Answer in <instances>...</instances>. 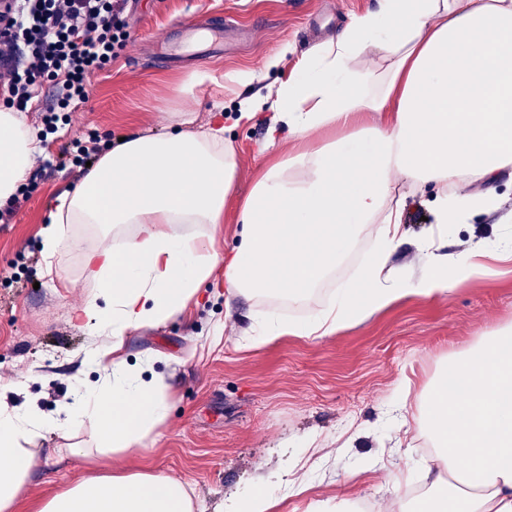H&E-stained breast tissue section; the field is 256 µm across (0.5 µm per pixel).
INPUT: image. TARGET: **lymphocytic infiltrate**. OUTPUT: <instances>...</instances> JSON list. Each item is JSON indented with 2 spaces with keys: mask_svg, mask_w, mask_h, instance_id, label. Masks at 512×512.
<instances>
[{
  "mask_svg": "<svg viewBox=\"0 0 512 512\" xmlns=\"http://www.w3.org/2000/svg\"><path fill=\"white\" fill-rule=\"evenodd\" d=\"M129 0H0V85L25 108L37 79L52 81L47 129L67 122L130 38Z\"/></svg>",
  "mask_w": 512,
  "mask_h": 512,
  "instance_id": "lymphocytic-infiltrate-1",
  "label": "lymphocytic infiltrate"
}]
</instances>
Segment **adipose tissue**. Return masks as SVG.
Wrapping results in <instances>:
<instances>
[{
  "label": "adipose tissue",
  "instance_id": "1",
  "mask_svg": "<svg viewBox=\"0 0 512 512\" xmlns=\"http://www.w3.org/2000/svg\"><path fill=\"white\" fill-rule=\"evenodd\" d=\"M374 68L356 72L355 57ZM269 161L243 198L238 241L216 248L224 205L236 178L223 124L196 125L182 110L177 130L126 138L102 154L82 181L61 191L42 221L41 249L53 259L72 239L70 224H95L112 241L85 251L95 293L79 309L98 342L84 357L94 385L76 386L64 409L9 404L16 384L0 383V512L16 505L37 477V462L130 453L169 414V386L122 355L128 332L181 315L224 269L231 295L305 297L321 286L375 227L376 245L357 281L345 283L305 319L275 311L241 339L251 349L284 335L319 339L362 323L409 297H446L489 274L482 255L448 248V227L466 212L495 205L493 192L452 197L455 182L494 184L512 168V0H377L334 41L302 58L294 75L266 97L242 103L239 118L262 109ZM330 138L321 144V133ZM289 151H282V139ZM40 146L20 112L0 107V207L17 193ZM433 189L436 234L415 242V271L390 259L405 243L397 185ZM448 367L463 382L432 383L399 423L428 434L434 452L419 474L423 504L394 495L386 512H512V328L479 337ZM90 431L92 447L33 448L48 433ZM473 467L461 469L459 456ZM306 490L296 469L258 474L247 494L225 498L223 512H274L282 495ZM38 512H191L183 480L147 473L96 474L43 501Z\"/></svg>",
  "mask_w": 512,
  "mask_h": 512
}]
</instances>
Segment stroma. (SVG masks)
<instances>
[{
    "mask_svg": "<svg viewBox=\"0 0 512 512\" xmlns=\"http://www.w3.org/2000/svg\"><path fill=\"white\" fill-rule=\"evenodd\" d=\"M374 5L375 0H138L126 47L107 70L91 77L88 99L73 107L68 124L57 132L43 130L42 105L53 90L39 88L24 116L42 135L39 158L49 167L20 210L0 222V382L20 383L15 402L31 398L54 411L70 402L75 386L97 379L82 362L91 339L69 315L92 295L95 284L72 249H62L53 271H46L40 244L41 222L55 195L77 183L61 164L63 150L90 130L104 145L139 133H165L174 111L184 107L194 110L200 125L222 112L224 136L234 144L238 161L224 205V234L217 242L219 249L230 250L237 206L267 161L264 145L275 117L265 109L250 123L236 124L240 102L266 95L291 76L302 56L335 39L354 15ZM224 14L250 31L229 56L199 52L178 64L157 62L159 44L182 42L188 27L211 26ZM276 55L282 58L279 68L263 71L266 59ZM244 67L262 70V80L240 89L225 82V74ZM199 68L209 70L213 82L196 100H181V78ZM495 193L497 210L472 212L466 223L450 227L453 248L490 249L512 238V174H502ZM433 197L430 191L407 197L408 241L392 255L393 266H417L412 243L435 226ZM374 243L375 229L366 226L362 242L332 280L308 300L284 301L279 317L301 318L329 302L335 284L356 276ZM265 312L263 298L226 296L219 268L203 298L182 315L130 332L126 360L150 364L171 386L168 419L139 453L49 466L47 479L31 485L16 512H36L39 501L90 475L135 472L180 476L191 488L194 512H219L226 495L251 489L258 471L287 465L283 442L308 437L323 445L306 465L308 489L285 498L276 512H351L364 498L382 507L395 493L392 474L419 469L429 446L416 432L410 449L396 448L399 425L388 409L393 388L406 381L411 394L421 393L449 355L512 325V263L497 265L494 275L470 281L451 296L402 300L332 336L288 335L241 350L238 337ZM351 430L359 431V438L352 447H339L338 438ZM370 460L379 461L380 470L360 475Z\"/></svg>",
    "mask_w": 512,
    "mask_h": 512,
    "instance_id": "obj_1",
    "label": "stroma"
}]
</instances>
